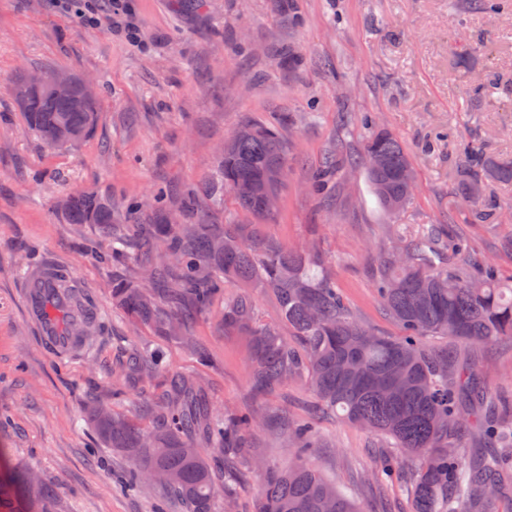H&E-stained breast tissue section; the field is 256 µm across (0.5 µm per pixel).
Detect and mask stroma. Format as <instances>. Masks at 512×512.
Masks as SVG:
<instances>
[{
	"label": "stroma",
	"mask_w": 512,
	"mask_h": 512,
	"mask_svg": "<svg viewBox=\"0 0 512 512\" xmlns=\"http://www.w3.org/2000/svg\"><path fill=\"white\" fill-rule=\"evenodd\" d=\"M127 26L110 18L90 26L52 0H0V450L9 466L32 469L58 495L51 512H186L156 485L127 493L116 481L130 459L106 448L84 414L108 405L139 427L159 381L125 385V352L148 342L161 347L171 371L197 372L213 413L258 405L269 419L250 439L268 465H287L284 420L310 421L321 448L316 465L351 490L365 512H409L397 481L361 479L393 450L373 433L319 412L311 388L296 380L256 397L245 333L218 324L222 303L190 328L214 364L197 368L185 348L133 328L112 307L111 265L97 251L109 240L88 224H68L58 199L93 189L124 206L165 191L176 194L215 172L218 150L244 121L276 127L293 160L278 213L266 231L284 244L318 239L324 259L354 316L386 336L400 328L384 313L373 272L391 244L430 225L467 241L473 256L512 275V253L501 242L512 226L498 215L473 222L455 173L464 144L492 157H512V5L497 14H461L449 0H128ZM476 56L468 70L454 63L462 47ZM35 67L90 78L102 110L79 144L47 149L25 130L8 81ZM496 77L491 100H477L482 76ZM376 118L406 149L416 173L415 196L390 219L352 163ZM343 176L329 197L309 188L323 157ZM37 259L73 264L107 323L86 354L46 353L28 329L19 288L24 249ZM492 395H512V341L471 356Z\"/></svg>",
	"instance_id": "stroma-1"
}]
</instances>
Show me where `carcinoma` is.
<instances>
[{"instance_id":"carcinoma-1","label":"carcinoma","mask_w":512,"mask_h":512,"mask_svg":"<svg viewBox=\"0 0 512 512\" xmlns=\"http://www.w3.org/2000/svg\"><path fill=\"white\" fill-rule=\"evenodd\" d=\"M505 2L455 0L454 7L496 14ZM26 75L20 72L13 81L27 99L21 110L27 131L47 145L63 120L81 133L65 147L92 133L98 100L80 105L46 96L26 85ZM369 125L357 162L377 156L380 164L365 168L367 180L380 207L396 218L412 203L414 167L393 133L373 119ZM254 127L255 136L224 142L215 180L203 192L190 188L170 199L159 194L123 211L92 190L59 204L65 223L91 224L111 238L112 261L135 263L133 275L112 280V305L154 335L178 341L205 365L208 354L189 328L211 311L226 284L271 293L282 325L258 324L246 292L224 301L221 318L224 330L245 331L251 338L247 366L256 392L303 379L324 412L391 439L394 459L371 469L373 482L396 471L405 474L410 512H497L499 502L512 500V401L489 403L474 364L456 353H433L426 340L491 345L512 338V297L506 296L512 294V276L502 280L492 266L472 271L457 264L433 228L379 256L378 298L402 335H381L358 323L315 243L287 246L211 214L227 192L257 219L274 221L276 212L265 211L259 198L238 187L266 181L276 167L289 166L291 150L275 128ZM458 177L473 219L492 207L508 210L484 190L492 182L512 184V161H497L472 144L463 150ZM173 212L181 223H169ZM163 369L162 355L151 348L131 350L123 364L125 378L137 383L154 380ZM96 407L89 419L102 442L135 461L120 475L122 487L135 491L149 471L159 469L168 478L162 489L179 496L188 512H216L218 478L201 446L227 450L247 463L260 454L246 434L266 417L253 408L211 416L207 392L191 374H166L162 394L143 405L152 417L148 430L107 405ZM466 426L494 450L467 452ZM283 435L297 454L285 467L266 468L259 512H362L311 462L317 442L308 422L286 424ZM31 476L30 470L0 471V512H31Z\"/></svg>"}]
</instances>
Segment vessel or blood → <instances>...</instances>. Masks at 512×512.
I'll list each match as a JSON object with an SVG mask.
<instances>
[{
	"label": "vessel or blood",
	"mask_w": 512,
	"mask_h": 512,
	"mask_svg": "<svg viewBox=\"0 0 512 512\" xmlns=\"http://www.w3.org/2000/svg\"><path fill=\"white\" fill-rule=\"evenodd\" d=\"M79 287L71 265L48 258L30 267L25 273L21 288L25 301L26 321L37 336L44 350L58 358L75 357L88 348L81 328L86 315L96 312L97 303L88 289H80L77 296L83 300L82 309L73 310L68 325L59 324L50 316L46 300L58 296L71 302L72 287Z\"/></svg>",
	"instance_id": "obj_1"
}]
</instances>
